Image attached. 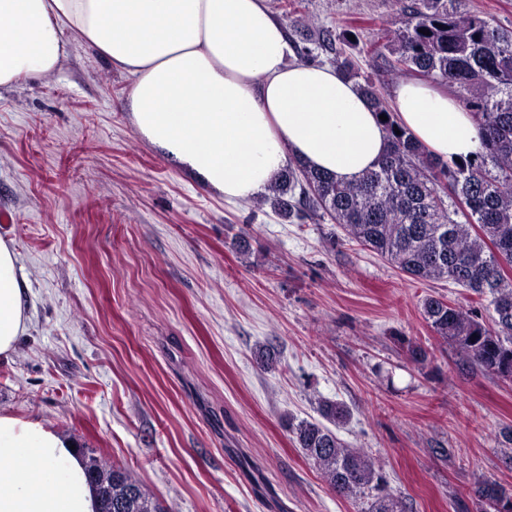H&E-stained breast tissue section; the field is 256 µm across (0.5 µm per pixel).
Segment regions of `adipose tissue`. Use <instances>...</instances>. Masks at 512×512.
I'll use <instances>...</instances> for the list:
<instances>
[{
	"mask_svg": "<svg viewBox=\"0 0 512 512\" xmlns=\"http://www.w3.org/2000/svg\"><path fill=\"white\" fill-rule=\"evenodd\" d=\"M76 36L133 79L132 121L177 167L228 201L267 191L289 161L351 182L386 131L354 82L290 62L288 30L266 0H0V87L54 73ZM403 126L444 160L478 151L470 112L409 76L392 91ZM28 284L0 239V357L27 330ZM72 441L0 414V512H96Z\"/></svg>",
	"mask_w": 512,
	"mask_h": 512,
	"instance_id": "adipose-tissue-1",
	"label": "adipose tissue"
}]
</instances>
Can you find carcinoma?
<instances>
[{"mask_svg": "<svg viewBox=\"0 0 512 512\" xmlns=\"http://www.w3.org/2000/svg\"><path fill=\"white\" fill-rule=\"evenodd\" d=\"M462 0H392L402 26L383 32L385 43L366 52L382 59V81L360 79L336 44L348 36L321 26L314 47H297L302 62L317 51L334 55L336 68L356 84L383 121L387 149L357 181L338 182L290 162L270 186L268 201L281 217L299 224L330 223L347 241L395 264L412 280H441L477 297L464 308L428 297L422 315L432 331L454 344L464 360L486 373L512 380V29L481 13L461 9ZM413 74L448 88L473 114L481 148L452 160L433 156L397 119L384 95L385 80ZM490 310L489 319L482 311ZM407 359L423 365L428 350L397 337ZM339 425L348 417L337 403L321 404ZM305 455L338 493L371 494L367 512H405L388 492L383 468L350 447L328 427L288 424ZM99 498V512H168L127 470L80 448ZM480 512H512V486L495 480L475 490Z\"/></svg>", "mask_w": 512, "mask_h": 512, "instance_id": "1", "label": "carcinoma"}]
</instances>
